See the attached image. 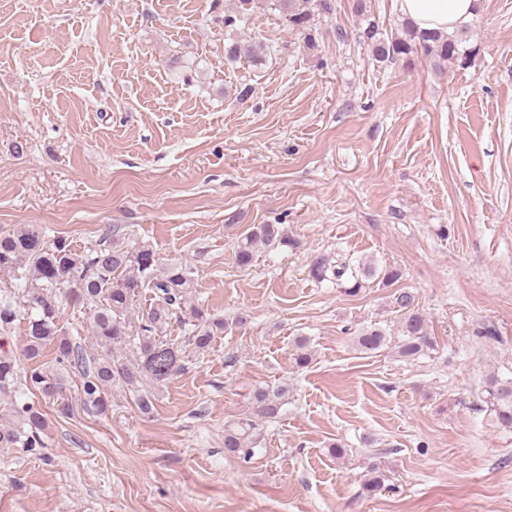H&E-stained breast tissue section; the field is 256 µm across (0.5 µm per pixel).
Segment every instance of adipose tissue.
<instances>
[{"instance_id":"adipose-tissue-1","label":"adipose tissue","mask_w":512,"mask_h":512,"mask_svg":"<svg viewBox=\"0 0 512 512\" xmlns=\"http://www.w3.org/2000/svg\"><path fill=\"white\" fill-rule=\"evenodd\" d=\"M401 14L418 29L453 34L477 9V0H397Z\"/></svg>"}]
</instances>
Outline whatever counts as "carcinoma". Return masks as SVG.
<instances>
[{
    "instance_id": "cac0c4a2",
    "label": "carcinoma",
    "mask_w": 512,
    "mask_h": 512,
    "mask_svg": "<svg viewBox=\"0 0 512 512\" xmlns=\"http://www.w3.org/2000/svg\"><path fill=\"white\" fill-rule=\"evenodd\" d=\"M288 26L316 46L315 18L335 12L334 0H267ZM358 18L355 41L373 61L389 66H410L419 53L441 64L468 66L479 53L471 40L470 26L453 36L419 31L407 22L402 32L387 35L371 12L367 0H354ZM266 46H234L227 55L263 58ZM291 239L281 224H259L239 242L236 262L249 266L261 246H289ZM0 271L11 285L0 294V333L23 320L26 326L24 356L30 367L21 370L15 357L0 355V447L37 456L46 447V421L41 405L32 397L41 394L64 403L65 375L79 379L83 410L103 415L112 406V391L132 393L140 412L151 416L161 388L185 369L191 356L206 353L216 336L224 333V320L212 317L195 304L193 268L183 262L163 263L149 246L136 243L106 228L96 246L79 252L66 238L51 240L40 224H16L0 228ZM308 274L315 281L334 279L336 286L355 296L375 280L389 287L402 278L397 268L381 269L372 261L357 263L324 253L312 256ZM150 294L146 307L138 305ZM83 311L92 342L84 347L61 325L63 305ZM402 339L398 354L404 358L425 355L436 347L427 318L419 312L413 293L399 289L393 294ZM177 323L184 332L179 343L164 339ZM357 348L375 353L388 345L385 331L371 326L355 337ZM54 354L55 368L41 363L46 350ZM488 403L497 422L512 428V375L492 374L485 383ZM288 393L285 384L256 389L251 416L224 430V451L245 461L262 445L263 423L275 419Z\"/></svg>"
}]
</instances>
